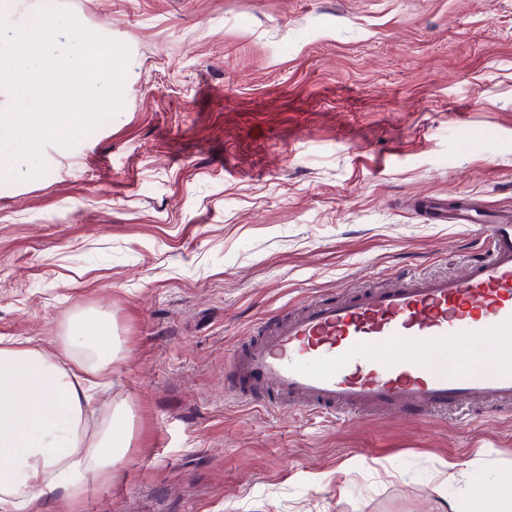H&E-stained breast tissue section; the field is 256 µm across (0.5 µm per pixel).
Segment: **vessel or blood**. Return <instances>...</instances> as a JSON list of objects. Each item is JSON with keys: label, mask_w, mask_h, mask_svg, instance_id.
<instances>
[{"label": "vessel or blood", "mask_w": 512, "mask_h": 512, "mask_svg": "<svg viewBox=\"0 0 512 512\" xmlns=\"http://www.w3.org/2000/svg\"><path fill=\"white\" fill-rule=\"evenodd\" d=\"M438 224H476L470 203L423 206ZM485 251L464 276L410 274L381 288L270 314L260 334L227 362L237 396L270 395L269 406L295 401L309 413L385 409L423 413L495 401L512 406V345L495 367L477 369L432 354L440 337L512 330V212H500ZM413 342L423 357L401 356Z\"/></svg>", "instance_id": "vessel-or-blood-1"}]
</instances>
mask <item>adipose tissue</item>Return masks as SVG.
Masks as SVG:
<instances>
[{
  "label": "adipose tissue",
  "instance_id": "adipose-tissue-1",
  "mask_svg": "<svg viewBox=\"0 0 512 512\" xmlns=\"http://www.w3.org/2000/svg\"><path fill=\"white\" fill-rule=\"evenodd\" d=\"M47 350L0 340V512H40L44 498L76 505L88 479L107 484L130 448V406L105 403L95 427L86 412L122 360L110 318L78 314Z\"/></svg>",
  "mask_w": 512,
  "mask_h": 512
}]
</instances>
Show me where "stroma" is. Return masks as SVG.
<instances>
[{
  "instance_id": "35a3bbf8",
  "label": "stroma",
  "mask_w": 512,
  "mask_h": 512,
  "mask_svg": "<svg viewBox=\"0 0 512 512\" xmlns=\"http://www.w3.org/2000/svg\"><path fill=\"white\" fill-rule=\"evenodd\" d=\"M130 51L124 107L0 182V339L53 348L102 311L101 400L135 435L76 512H488L512 409L319 417L226 390L269 313L402 274H464L512 208V0H50ZM448 474V498L430 478ZM426 215L436 224H482L480 215L469 202L459 203L448 211V205L427 201L423 205Z\"/></svg>"
}]
</instances>
